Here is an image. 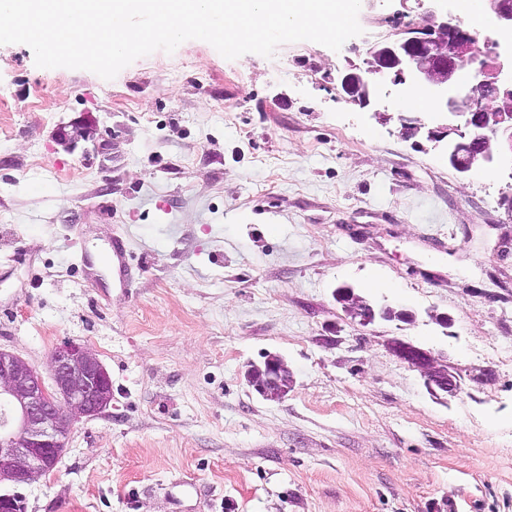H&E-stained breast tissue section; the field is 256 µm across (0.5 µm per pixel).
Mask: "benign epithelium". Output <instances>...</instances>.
<instances>
[{
    "instance_id": "7a95c632",
    "label": "benign epithelium",
    "mask_w": 512,
    "mask_h": 512,
    "mask_svg": "<svg viewBox=\"0 0 512 512\" xmlns=\"http://www.w3.org/2000/svg\"><path fill=\"white\" fill-rule=\"evenodd\" d=\"M486 10L495 18L501 38L512 45V0H487ZM475 34L459 18L448 13L446 0H437L429 11L428 25L410 38L385 42L372 53L366 49L364 95L359 104L378 102L375 82H390L405 96L423 93L438 112L453 119L442 130H428V137L441 141L458 129L457 121L471 129L463 140H449L446 156L464 173L485 172L502 153H512V76L498 71L478 80L474 93L450 92L461 68L470 59ZM344 311L367 325L376 316H387L366 299L350 294ZM393 353L424 378L426 387L454 394L459 390L448 364L432 352L406 344H392ZM54 387L19 355L0 349V397L12 408L10 421L0 424V485L27 486L40 481L55 468L68 447L73 424L83 417L102 413L112 401V381L97 352L88 345L67 341L50 357ZM249 384L266 401L279 402L293 388V371L279 355L269 354L263 365H250Z\"/></svg>"
}]
</instances>
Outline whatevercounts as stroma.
Instances as JSON below:
<instances>
[{
  "label": "stroma",
  "mask_w": 512,
  "mask_h": 512,
  "mask_svg": "<svg viewBox=\"0 0 512 512\" xmlns=\"http://www.w3.org/2000/svg\"><path fill=\"white\" fill-rule=\"evenodd\" d=\"M431 7L362 0L359 23ZM364 41L228 60L194 39L110 81L0 45V348L46 376L87 343L112 379L26 512H512V158L462 177L403 138V96L351 101ZM341 286L412 318L360 325ZM269 353L294 371L280 402L245 379ZM104 259L106 264L112 269L113 278H117L119 283H125L129 275V259L125 241L122 238H112L108 244ZM392 351L400 360L419 372L430 391L439 390L454 394L459 390L456 375L448 370L447 363L436 357L431 351L403 342H394Z\"/></svg>",
  "instance_id": "1"
}]
</instances>
